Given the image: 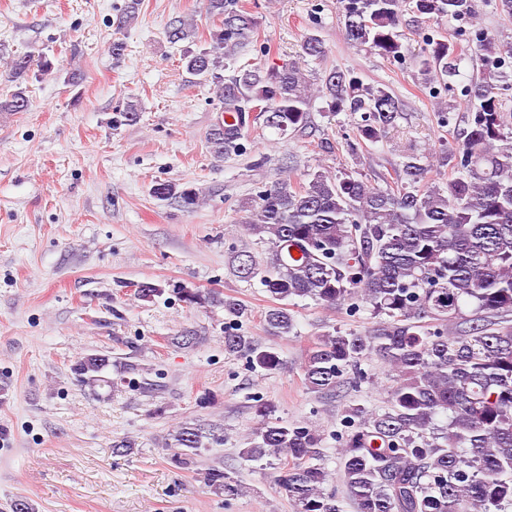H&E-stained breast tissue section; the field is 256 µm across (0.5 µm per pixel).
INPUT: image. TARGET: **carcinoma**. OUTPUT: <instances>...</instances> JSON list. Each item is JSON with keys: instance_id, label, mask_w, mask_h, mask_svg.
Returning a JSON list of instances; mask_svg holds the SVG:
<instances>
[{"instance_id": "1", "label": "carcinoma", "mask_w": 512, "mask_h": 512, "mask_svg": "<svg viewBox=\"0 0 512 512\" xmlns=\"http://www.w3.org/2000/svg\"><path fill=\"white\" fill-rule=\"evenodd\" d=\"M347 41L397 61L404 57L400 26L404 0H336ZM415 10L432 19L473 13V0H415ZM218 21L203 48L184 52L186 71L210 85L220 111L208 133L211 153L229 158L246 152L251 122L280 136L307 128L314 97L329 112L360 115L355 151L377 143L396 126L402 104L384 87L366 86L350 72L331 69L310 91L295 62L264 68L236 65L238 49L257 40L255 15L238 0H207ZM193 24L171 19L166 35L173 44L193 40ZM301 57L321 60L325 47L305 37ZM481 61L482 76L462 87L471 104L468 128L448 179L428 177V165L411 155L402 168L375 187L355 171L330 174L309 170L303 181L282 179L257 192L244 206L249 233L267 236L268 270L259 275L251 252H236L238 277H260L275 304L264 311L270 336L294 329L290 302L312 298L327 308L354 312L366 305L380 321L363 333L340 331L319 337L303 367L306 387L335 394L347 377L369 380L362 362L376 359L398 375L388 407L366 414L351 410L348 431L338 438L343 481L357 512H507L512 509V325L494 318L512 312V128L502 99L512 90L496 84L495 69L512 58V43L477 29L465 47L431 31L419 56L422 71L442 90L460 76L466 52ZM54 69L45 52L20 53L9 61L8 81L16 90L0 100V112H22L29 99L22 84ZM153 195L186 209L202 201L194 187L157 182ZM162 286L142 282L135 295L152 301ZM192 307L221 306L224 352L245 360L254 371L279 369L278 351L240 329L249 307L214 290L177 289ZM471 308L465 313V308ZM76 381L93 390L127 383L141 371L125 363L112 372V356L94 353L72 367ZM263 423L240 449L243 458L279 461L276 480L293 512H343L341 500L324 488L322 438L306 423L274 417L266 403L255 405ZM448 414V427H434ZM224 441L216 425H185L167 443L169 461L185 468L201 449ZM204 486L229 500L241 493L224 468L201 472Z\"/></svg>"}]
</instances>
